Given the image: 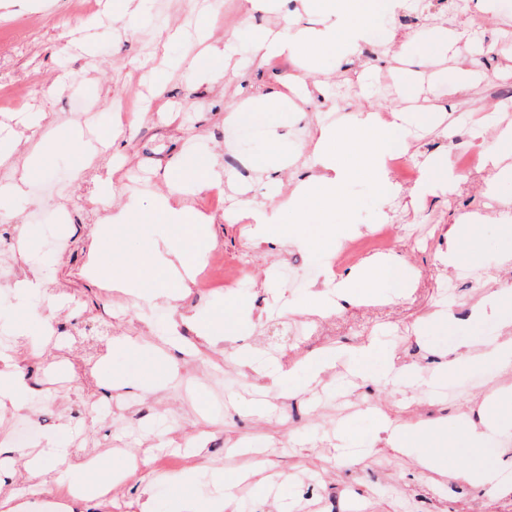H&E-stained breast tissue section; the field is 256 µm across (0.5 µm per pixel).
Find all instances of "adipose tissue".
<instances>
[{
	"label": "adipose tissue",
	"instance_id": "1",
	"mask_svg": "<svg viewBox=\"0 0 512 512\" xmlns=\"http://www.w3.org/2000/svg\"><path fill=\"white\" fill-rule=\"evenodd\" d=\"M364 2L322 0L320 26L313 31L297 28L285 37L266 30L258 32L253 46L255 61L263 62L271 55L314 60L326 49L336 50L343 58L355 55L367 35ZM408 121L409 116L403 111L386 114L358 112L354 114L349 131L345 134L336 127L313 126L311 134L315 140L316 169L313 177L296 184L290 192L288 209L295 219L302 218L313 206L324 210L334 207L343 200L349 182L360 174L370 177L383 196L394 195L397 187L390 177L387 158L395 148L404 146L401 134ZM155 207L166 224L181 230L177 236L159 235L150 245L152 265L177 277L175 290L161 289L151 295L152 300L167 302L173 299L175 291L190 289L194 282L191 265L203 258L206 248L202 245L193 249L188 246L189 241L196 240L199 228L187 222V206L181 196L173 193L160 196ZM246 213L250 220L249 238L253 245H303L304 240L293 222H285L279 208L271 205L250 206ZM478 223V217L472 215L458 218L448 251L441 257L442 263L454 266L463 261H478L481 250L476 231ZM116 230L135 235L139 233L140 225L129 221L125 215L113 216L111 223L104 225L98 240L92 244L91 252L105 276L111 278L113 287L132 292L139 287L137 276L124 260L107 247ZM393 268L389 258H368L358 270L337 281L333 291L311 292L300 304L299 310L308 315L327 316L335 310L337 301L349 299L355 289L376 286L389 280ZM380 354L381 347L374 340L359 349L356 357L359 376L378 384L399 378L419 384L420 378L414 369L398 366L391 359H381ZM484 405L488 410L487 415L470 424L464 438L465 446L474 450L479 449L497 430V411L512 408V390H500L489 395ZM385 429L389 433V443L398 451L405 453L412 448L419 449L421 466L430 471L440 470L442 461L438 450L446 434L443 424L405 427L389 422Z\"/></svg>",
	"mask_w": 512,
	"mask_h": 512
}]
</instances>
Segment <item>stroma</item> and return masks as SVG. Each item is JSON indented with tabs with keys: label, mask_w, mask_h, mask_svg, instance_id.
<instances>
[{
	"label": "stroma",
	"mask_w": 512,
	"mask_h": 512,
	"mask_svg": "<svg viewBox=\"0 0 512 512\" xmlns=\"http://www.w3.org/2000/svg\"><path fill=\"white\" fill-rule=\"evenodd\" d=\"M396 14L369 16V35L350 68L359 72V98H349V79L342 74L334 51L318 63H289L288 71L311 82L322 81L323 94L314 99L288 98L284 108L256 111L250 103L254 88H277L278 71L254 67L251 38L255 26L280 34L290 27H315L317 9L297 16L262 14L252 0H143L142 16L128 23L124 0H100L90 19L71 15L69 0H0V68L31 85L26 103L0 97V126L20 128L28 116L36 122L30 140L45 156V172L58 167L71 173L67 194L38 199L12 193L0 184V256L11 259V278L33 273L31 254H41L51 273L37 295L18 300L7 292L0 300V348L13 357L12 370L25 381L30 395L12 417L34 425L41 440L56 439L72 446L76 461L53 464L51 483L29 477L24 458L0 463V491L27 504L30 512H57L62 498L57 484L93 482L110 486V499L89 495L77 512H138L142 493L152 498L153 512H180L181 489L170 476L157 474L155 454L186 456V471L195 476L200 504L221 497L233 485L235 500L228 512H512V494L502 495L467 483L462 470L473 461L487 463L512 485V418L502 417L499 432L490 435L479 456L449 450L446 474L422 471L417 451L400 453L382 439L384 421L420 425L448 423L464 433L477 419L479 404L494 390L512 387V370L484 358V351L512 336V327L496 316L476 320L475 304L495 291L512 286V262H503L512 240L492 226L479 227L480 268H494L488 281L460 282L454 294L442 297L438 284L449 277L441 257L448 234L464 214L500 215L512 201V179L493 180L488 168L462 175L455 190L437 186L419 193L418 183L399 186L396 197L383 198L377 186L360 175L346 189V204L335 211H311L302 233L310 240L327 225L355 224L360 235L376 224L388 226V256L410 274L405 295L395 298L394 283L379 285L374 297L358 299L323 318L319 330L305 334L303 314L293 306L308 290L322 287L331 264L304 246L253 247L246 222L229 223L212 211L215 197L231 208L266 199L285 206L289 186L310 173L309 125L325 124L326 113L342 109L415 112L417 121L407 136L414 161L441 154L449 163L476 149L479 155L500 145L499 117L512 113V97L488 100L490 86L512 88V0H439L424 7L408 0ZM38 25H31V17ZM461 32L456 55L439 58L434 40L439 26ZM407 31L412 43L406 58L386 53L391 27ZM177 30L176 38L165 35ZM234 46L222 65L235 72L231 85L212 82V48ZM95 98L97 111L90 125L66 119L67 95ZM245 124L243 147L229 139L227 114ZM295 161L269 168L279 136ZM238 150L252 176L240 186L230 170L191 184L195 206L209 210L210 250L221 251L226 267L242 258L252 263L242 287L220 292L197 288L169 303L128 304V296L95 280L90 273L89 248L111 215L131 218L151 213L156 196L168 193L166 173L186 154L223 158ZM413 209H406V201ZM70 205V223L34 224L31 211ZM427 224L430 238L412 242L405 227ZM61 234L66 251L46 250V242ZM314 265L308 288H288L278 282L276 266ZM25 312H16L17 302ZM447 303L451 316L441 315ZM258 312L248 336L237 333L246 311ZM221 323L220 337L200 340L191 329L166 335L168 324L183 315ZM383 320L406 326L401 336L380 328ZM62 332L64 341L43 338L45 323ZM127 337L147 352L169 354L174 373L159 372L157 388L146 381L143 358L114 345ZM377 341L402 364L416 365L423 375L452 356L461 346L473 359L462 362L444 384L453 398L420 394L405 381L379 386L349 374L354 348ZM243 346L258 356L279 359L295 379L306 376L309 360L333 347L341 357L306 389L267 388L253 372H242L231 354ZM112 408L107 419L91 417V406ZM345 425L355 436L372 442L371 456L360 464L337 459L336 428ZM138 454L144 464L130 469L126 459ZM264 461L263 476L277 483L267 493L263 477L238 481L240 472Z\"/></svg>",
	"instance_id": "1"
}]
</instances>
